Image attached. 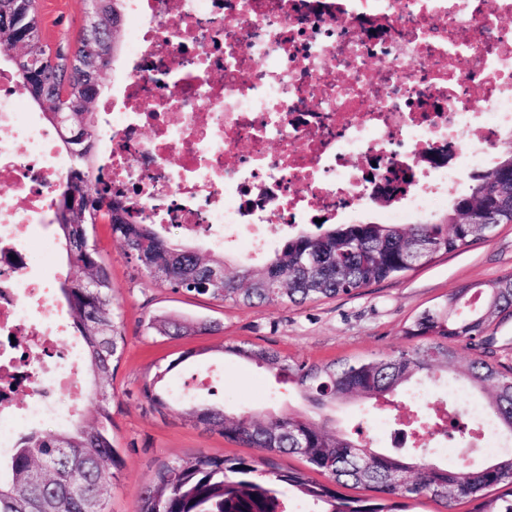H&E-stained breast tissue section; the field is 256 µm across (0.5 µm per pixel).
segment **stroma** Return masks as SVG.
Wrapping results in <instances>:
<instances>
[{"mask_svg": "<svg viewBox=\"0 0 512 512\" xmlns=\"http://www.w3.org/2000/svg\"><path fill=\"white\" fill-rule=\"evenodd\" d=\"M42 31L50 46L74 44L83 24V0H37ZM91 238L107 267L126 346L112 381L114 444L124 467L107 494L108 512H134L140 494L159 465L200 452L248 455L183 417L178 409L151 410L140 393L157 366L194 349V364L170 377L175 392L198 389L230 411L281 414L301 406L297 392L272 374L236 356L225 346L248 342L310 362L353 360L390 353L404 346L403 326L457 288L484 284L512 272V224L465 249L436 256L404 275L374 282L351 295L301 305L249 307L206 296L176 293L147 281L126 255L109 225H96ZM170 315L200 325L196 335L170 338L151 329L153 319ZM485 350L460 351L456 369L475 357L500 370L512 369V312L494 317Z\"/></svg>", "mask_w": 512, "mask_h": 512, "instance_id": "obj_1", "label": "stroma"}]
</instances>
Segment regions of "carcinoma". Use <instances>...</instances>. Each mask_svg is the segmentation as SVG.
I'll return each instance as SVG.
<instances>
[{"instance_id":"1","label":"carcinoma","mask_w":512,"mask_h":512,"mask_svg":"<svg viewBox=\"0 0 512 512\" xmlns=\"http://www.w3.org/2000/svg\"><path fill=\"white\" fill-rule=\"evenodd\" d=\"M125 0H96L95 7L123 16ZM27 11L29 30H42L35 0H0V53L10 57L13 73L33 101L45 88L68 81L74 91L65 100L39 104L48 122L58 127L57 111L70 116L84 131L72 141L60 128L59 140L71 165L54 190L53 224L66 252L70 275L60 294L81 338L82 387L90 394L89 419L78 414L56 429L33 428L20 435L11 452L0 456V512H106V496L118 479L123 460L114 448L112 380L126 338L112 301V284L89 228L109 213L127 254L151 281L173 292L206 295L250 307L300 305L358 291L372 282L404 274L430 263L439 254L460 251L487 237L491 224H512V141L504 143L489 172L471 176L472 185L453 199L447 211L427 224H316L289 234L259 267L229 268L223 258L205 259L194 249L173 242L156 224L132 215L124 196L99 176L92 155L99 135L92 105L100 90L90 92L71 74L68 63L84 52L51 49L45 40H31L17 23L18 6ZM81 204L73 207L74 196ZM512 312V273L483 288L464 287L417 315L403 329L412 344L384 357L310 363L253 344L231 345V353L293 385L300 397L319 410L359 398L376 407L411 396L414 378L448 373L458 346L475 349L487 343V323L496 314ZM150 327L163 335L190 336L193 325L171 317ZM187 350L158 369L141 393L149 405L162 409L173 402L166 378L195 357ZM469 386L486 396L485 412L498 430L512 433V373L481 358L463 372ZM182 413L224 437L258 448L257 458L198 453L160 466L141 495L136 512H288V501L302 499L311 512H405L407 501L431 499L451 509L456 502L473 504L471 512H512V454L491 459L461 473L433 460L430 437L444 419L427 403H413L408 424L420 436L407 453L374 449L368 437H355L329 418L305 411L265 416L252 411L228 414L216 403L180 401ZM450 436L466 446L479 428L452 424ZM277 454L301 457L306 469L283 470ZM317 473L324 481L310 474ZM362 487L370 497H351L341 489Z\"/></svg>"}]
</instances>
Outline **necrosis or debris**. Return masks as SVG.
Listing matches in <instances>:
<instances>
[{"label":"necrosis or debris","instance_id":"obj_1","mask_svg":"<svg viewBox=\"0 0 512 512\" xmlns=\"http://www.w3.org/2000/svg\"><path fill=\"white\" fill-rule=\"evenodd\" d=\"M101 167L145 222L252 255L392 193L406 224L512 138V0H127ZM0 69V449L84 396L51 283L24 253L65 172Z\"/></svg>","mask_w":512,"mask_h":512}]
</instances>
